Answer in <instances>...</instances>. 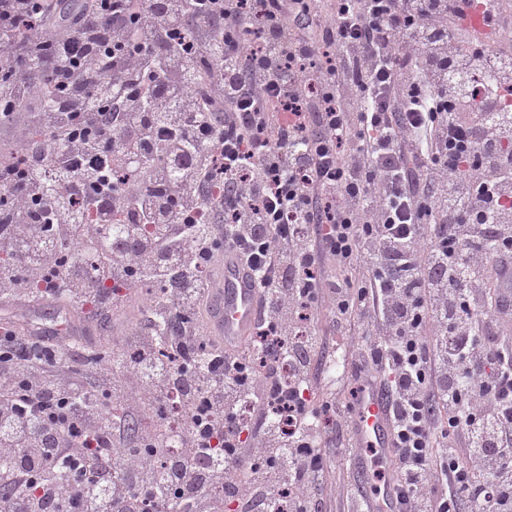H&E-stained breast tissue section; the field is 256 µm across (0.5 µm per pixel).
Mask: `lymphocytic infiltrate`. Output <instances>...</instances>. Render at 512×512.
Wrapping results in <instances>:
<instances>
[{
	"mask_svg": "<svg viewBox=\"0 0 512 512\" xmlns=\"http://www.w3.org/2000/svg\"><path fill=\"white\" fill-rule=\"evenodd\" d=\"M60 2L0 0V293L87 305L133 358L0 321V512H329L352 404L322 431L307 393L344 346L390 398L399 512H512L505 0L485 59L459 0ZM228 248L280 342L257 371L207 331Z\"/></svg>",
	"mask_w": 512,
	"mask_h": 512,
	"instance_id": "1",
	"label": "lymphocytic infiltrate"
}]
</instances>
